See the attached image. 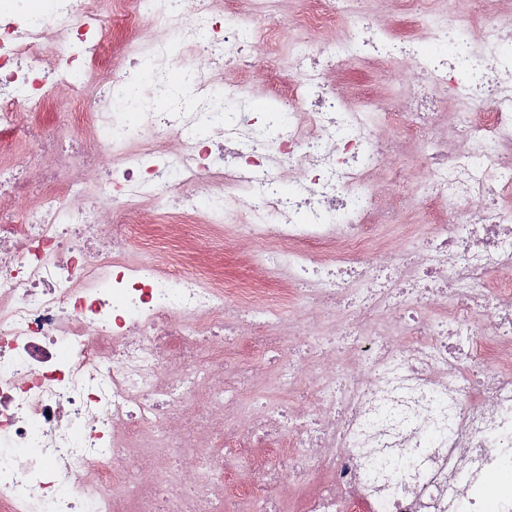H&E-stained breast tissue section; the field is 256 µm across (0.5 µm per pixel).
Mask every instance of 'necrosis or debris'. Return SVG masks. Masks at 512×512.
Here are the masks:
<instances>
[{
  "instance_id": "4bbe7bcc",
  "label": "necrosis or debris",
  "mask_w": 512,
  "mask_h": 512,
  "mask_svg": "<svg viewBox=\"0 0 512 512\" xmlns=\"http://www.w3.org/2000/svg\"><path fill=\"white\" fill-rule=\"evenodd\" d=\"M431 4L400 0L395 22L366 25L301 0L291 76L259 116L247 80L287 19L237 0H0V140L35 147L47 189L31 202L27 168L0 163L14 204L0 209V512H126L132 483L139 512H213L207 482L132 481V448L151 431L190 454L211 408L252 386L251 368L224 371L227 338L246 331L305 407L225 427L200 456L225 512H282L283 485L312 482L301 512H512V484L489 493L512 472V360L499 355L512 284L492 278L512 266V28L492 21L495 0H473L470 30L452 16L402 30ZM152 21L180 38L183 86L167 42L134 47ZM375 57L400 93L353 107L336 85ZM227 66L243 79L219 95L212 72ZM448 102L459 123L442 133ZM21 103L33 120L17 122ZM391 110L395 138L374 121ZM152 130L163 143L147 151ZM403 189L432 224L385 265L375 223L403 210L378 201ZM147 201L167 223H137ZM228 224L267 240L287 280L229 281L195 252ZM135 242L167 250V267L131 260ZM295 301L328 309L333 353L357 367L328 369L322 342L281 335ZM245 439L259 450L251 480L237 474Z\"/></svg>"
}]
</instances>
